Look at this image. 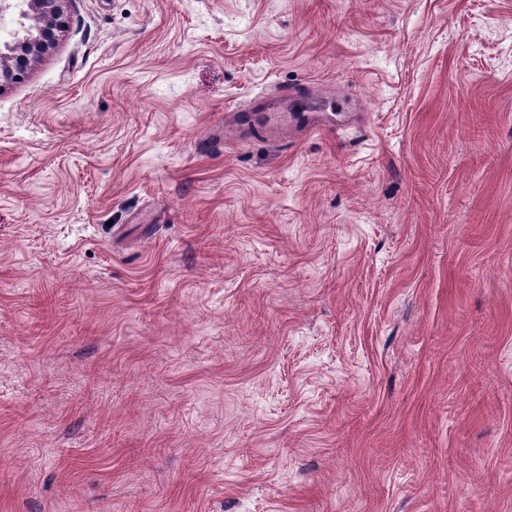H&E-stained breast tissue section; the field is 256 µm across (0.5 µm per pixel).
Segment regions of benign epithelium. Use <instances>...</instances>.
Listing matches in <instances>:
<instances>
[{
  "instance_id": "obj_1",
  "label": "benign epithelium",
  "mask_w": 512,
  "mask_h": 512,
  "mask_svg": "<svg viewBox=\"0 0 512 512\" xmlns=\"http://www.w3.org/2000/svg\"><path fill=\"white\" fill-rule=\"evenodd\" d=\"M68 0H0V20L16 15V27L0 41V90L21 80L33 62L46 55L66 27Z\"/></svg>"
}]
</instances>
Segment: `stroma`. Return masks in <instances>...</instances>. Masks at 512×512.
<instances>
[{
  "label": "stroma",
  "instance_id": "stroma-1",
  "mask_svg": "<svg viewBox=\"0 0 512 512\" xmlns=\"http://www.w3.org/2000/svg\"><path fill=\"white\" fill-rule=\"evenodd\" d=\"M0 89V512H512V0H69Z\"/></svg>",
  "mask_w": 512,
  "mask_h": 512
}]
</instances>
